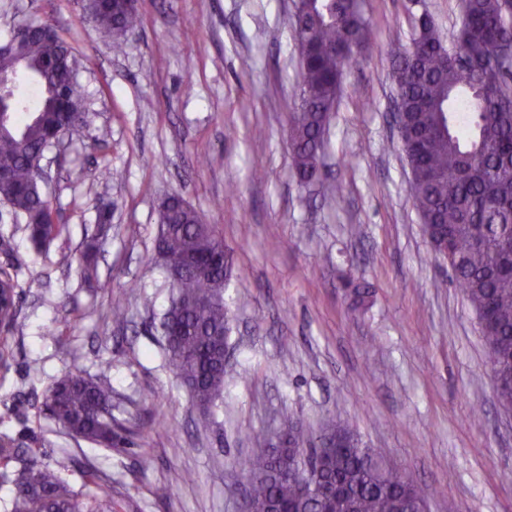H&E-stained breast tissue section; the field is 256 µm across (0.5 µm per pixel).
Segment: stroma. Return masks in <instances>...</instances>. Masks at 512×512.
Wrapping results in <instances>:
<instances>
[{
    "label": "stroma",
    "instance_id": "1",
    "mask_svg": "<svg viewBox=\"0 0 512 512\" xmlns=\"http://www.w3.org/2000/svg\"><path fill=\"white\" fill-rule=\"evenodd\" d=\"M365 9L371 45L345 69L322 176L303 186L289 152L292 0H138L141 24L118 54L84 0H0V44L36 22L71 46L87 113L42 162L65 232L34 247L0 205V269L18 301L16 328H0V438L25 450L0 465V512L30 461L66 454L107 471L115 512H244L235 461L256 452L254 433L271 438L291 421L315 439L346 427L427 492L429 512H512V414L477 315L413 207L391 117L393 64L416 19L431 15L453 39L460 0ZM174 194L215 225L234 264L230 379L206 419L160 328L173 292L155 252L158 210ZM348 280L370 287L365 311H351ZM118 292L121 325L110 318ZM74 370L107 377L131 446L100 448L50 417L48 389ZM175 471L184 481L157 499Z\"/></svg>",
    "mask_w": 512,
    "mask_h": 512
}]
</instances>
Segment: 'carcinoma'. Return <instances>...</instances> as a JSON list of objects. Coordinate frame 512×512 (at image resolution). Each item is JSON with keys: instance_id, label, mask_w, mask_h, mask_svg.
Wrapping results in <instances>:
<instances>
[{"instance_id": "cac0c4a2", "label": "carcinoma", "mask_w": 512, "mask_h": 512, "mask_svg": "<svg viewBox=\"0 0 512 512\" xmlns=\"http://www.w3.org/2000/svg\"><path fill=\"white\" fill-rule=\"evenodd\" d=\"M101 36L120 48L122 33L141 23L120 0H93ZM294 34L301 46L300 107L290 117L289 148L299 183L316 180L324 132L338 106L344 69L356 51L369 48V19L361 0H294ZM410 71L397 87L396 111L402 136L417 141L415 163L425 176L410 181L413 206L437 244L448 245V273L480 318L488 362L502 382L503 406L512 401V17L503 0H468L461 27L449 44L434 20L416 27ZM42 68V98L35 114L17 106L0 123V169L11 173L0 198L25 218L36 247L63 230L52 222L41 185L31 179L33 163L52 146L57 130L84 120L78 96L58 103L60 79L73 70L69 44L53 36L27 45ZM156 250L179 270L173 290L179 304L180 335L168 349L193 404L206 412L230 374L223 348L228 333L224 284L232 267L223 236L199 223L197 212L164 203L158 216ZM51 417L71 436L104 448L128 445L112 417L107 380L67 372L45 399ZM332 448H319L298 424L285 445L263 450L266 437L254 436L262 452L241 458L236 467L248 480L252 512H424L427 494L408 477L383 465L381 456L359 447L343 427L329 431ZM78 469L82 489L63 474ZM104 473L93 461L76 465L62 456L55 463H30L22 472L10 512H112L101 488Z\"/></svg>"}]
</instances>
